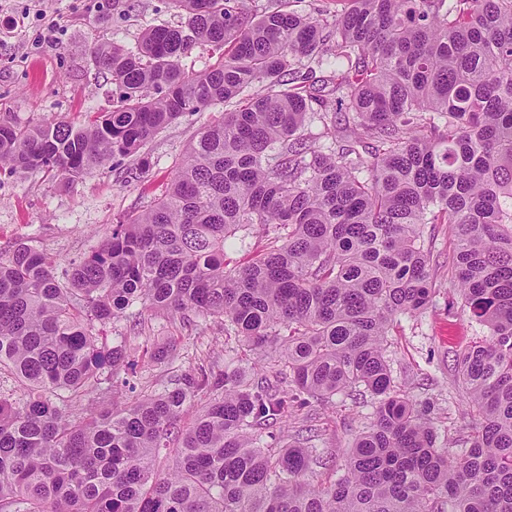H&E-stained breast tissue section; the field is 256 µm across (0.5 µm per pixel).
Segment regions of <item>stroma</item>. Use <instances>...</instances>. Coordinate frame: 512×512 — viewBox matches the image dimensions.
Segmentation results:
<instances>
[{"instance_id": "obj_1", "label": "stroma", "mask_w": 512, "mask_h": 512, "mask_svg": "<svg viewBox=\"0 0 512 512\" xmlns=\"http://www.w3.org/2000/svg\"><path fill=\"white\" fill-rule=\"evenodd\" d=\"M180 15L169 0H0V123L32 127L51 119L77 123L112 109V86L96 68L93 46L117 43L135 48L150 26L174 25ZM57 23L47 37L49 23ZM223 106L186 114L160 131L144 148L152 167L143 179L132 178L136 157H114L92 168L72 185L47 171L0 173V253L31 240L54 262L56 271L91 253L105 230L122 214L140 212L169 183L186 148L205 124L217 121ZM424 245L438 270L440 292L422 316L399 317L389 338L387 357L406 396L431 407L439 443L467 447L477 419L455 369V355L466 345L486 339L488 330L471 322L453 286L448 258L453 237L447 225L423 228ZM101 336H125L133 344L173 342L172 369L143 368L156 382L170 370L194 368L199 359L224 367V331L213 321L146 316L142 326L121 320L104 326ZM375 403L356 405L336 396L315 408L318 447L346 453L355 437L374 420Z\"/></svg>"}]
</instances>
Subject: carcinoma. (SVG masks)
<instances>
[{"label":"carcinoma","instance_id":"carcinoma-1","mask_svg":"<svg viewBox=\"0 0 512 512\" xmlns=\"http://www.w3.org/2000/svg\"><path fill=\"white\" fill-rule=\"evenodd\" d=\"M170 2L184 23L91 48L112 111L0 124V170L70 183L236 104L63 275L29 241L0 253V377L20 386L0 389V512H512V0H345L330 22ZM199 45L218 58L189 71ZM426 224L451 229L452 278L489 330L457 355L478 423L454 454L386 356L397 317L438 293ZM237 235L255 249L232 265ZM148 310L218 320L268 365L252 378L230 354L221 374L202 362L144 386L138 359L167 366L174 346L108 343L100 327ZM338 394L370 396L375 422L345 473L315 484L336 468L315 429L273 441Z\"/></svg>","mask_w":512,"mask_h":512}]
</instances>
